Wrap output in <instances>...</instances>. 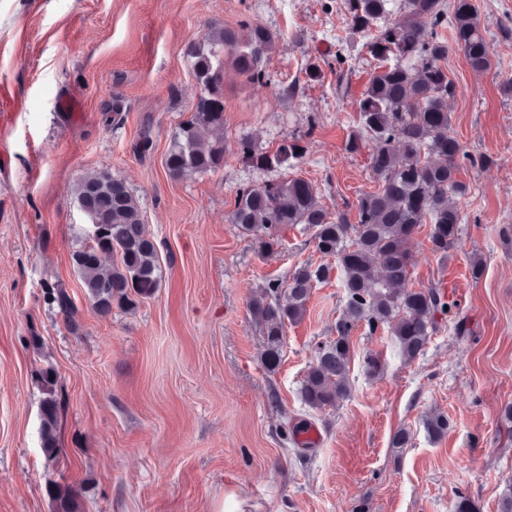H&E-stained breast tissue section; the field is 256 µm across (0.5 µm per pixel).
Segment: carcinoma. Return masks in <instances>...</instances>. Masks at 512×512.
<instances>
[{"label": "carcinoma", "mask_w": 512, "mask_h": 512, "mask_svg": "<svg viewBox=\"0 0 512 512\" xmlns=\"http://www.w3.org/2000/svg\"><path fill=\"white\" fill-rule=\"evenodd\" d=\"M347 29L365 37L368 80L356 100V127L345 145L350 155L368 151V167L378 188L358 195L355 220L349 211L331 212L315 185L288 171L305 158L304 136L291 135L273 150H262L251 136L229 145L224 130V59L251 82H268L264 61L273 34L260 25L239 29L210 25L189 49L200 87L190 116L173 134L165 166L173 178L207 173L224 166L232 155L258 171L281 170L283 176L236 192L228 221L264 250L285 226L311 232L316 251L336 265L302 264L286 284L270 281L250 300L249 310L263 335L260 363L273 373L282 358L285 327L303 321L312 288L337 271L344 306L336 319V337L318 346L301 382L302 401L312 410L334 407L351 392L349 374L352 336L360 324L382 327L400 354L412 361L421 354L454 304L437 285L412 287L413 257L409 248L419 227L430 225V251L440 260L457 248L462 215L457 201L469 193L461 171L483 163L467 154L451 135V105L457 84L448 76V50L456 45L472 71L492 66V52L483 36L474 0H342ZM336 49V94H349L357 67L340 60ZM76 202L96 228L71 254L82 287L101 315L112 307H136L161 287L163 268L156 241L144 231L139 199L127 183L107 171L84 176ZM49 306L62 314L73 310L68 292L45 287ZM382 353H367L365 374L383 372ZM40 405L41 447L47 459L60 445L62 389L56 369L35 370ZM430 439L448 434L450 421L433 413L423 421ZM55 512H79V501L66 487L48 480Z\"/></svg>", "instance_id": "1"}]
</instances>
